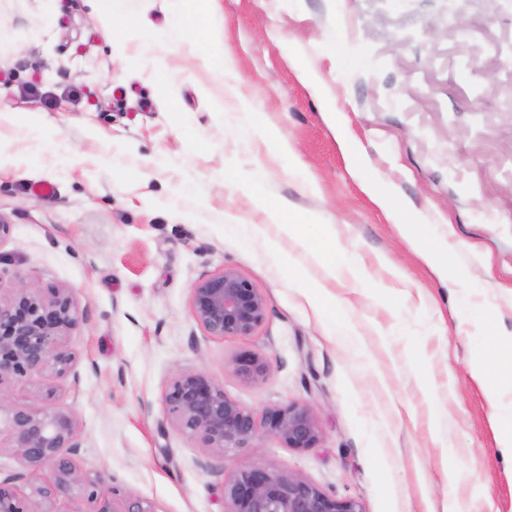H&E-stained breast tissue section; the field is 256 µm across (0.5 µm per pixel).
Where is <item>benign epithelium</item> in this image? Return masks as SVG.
I'll return each mask as SVG.
<instances>
[{"label": "benign epithelium", "instance_id": "obj_1", "mask_svg": "<svg viewBox=\"0 0 512 512\" xmlns=\"http://www.w3.org/2000/svg\"><path fill=\"white\" fill-rule=\"evenodd\" d=\"M191 315L206 335L250 336L265 321L263 292L232 268L199 280L191 291ZM79 320L71 289L45 296L19 280L0 295V418L7 423L21 469L0 479V512H59L64 499L81 498L86 512H155L146 501L122 496L101 473L78 470L82 448L78 424L68 410L36 412L15 408L1 385L50 372L74 373L75 355L66 344ZM234 371L247 382L264 379L269 365L242 351ZM165 405L173 424L201 448L224 455L250 448L259 433L286 448L307 451L321 440L311 410L299 403L269 407L262 416L224 393L223 385L200 371L173 375ZM29 489L21 495L17 484ZM226 512H363L353 499H339L290 473L252 463L224 483Z\"/></svg>", "mask_w": 512, "mask_h": 512}]
</instances>
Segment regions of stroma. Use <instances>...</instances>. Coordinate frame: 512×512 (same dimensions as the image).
<instances>
[{"label":"stroma","instance_id":"1","mask_svg":"<svg viewBox=\"0 0 512 512\" xmlns=\"http://www.w3.org/2000/svg\"><path fill=\"white\" fill-rule=\"evenodd\" d=\"M220 5L219 34L149 47L143 31L168 25L174 0H112L110 28L94 0H0V286L71 289L83 315L66 338L77 378L8 382L12 405L69 410L79 468L156 512H224L225 481L252 463L364 512H441L452 491L473 512H512V458L455 319L465 279L512 333V0ZM218 51L234 61L224 75L206 64ZM369 181L464 241L447 268L399 236ZM279 199L300 240L267 223L259 203ZM234 219L265 238L228 230ZM332 241L360 267L330 289L350 303L365 361L307 301L322 277L310 251ZM226 267L267 299L253 335L211 338L191 316L195 283ZM245 350L267 378L234 374ZM178 371L259 414L307 405L318 447L261 434L209 454L166 414Z\"/></svg>","mask_w":512,"mask_h":512}]
</instances>
